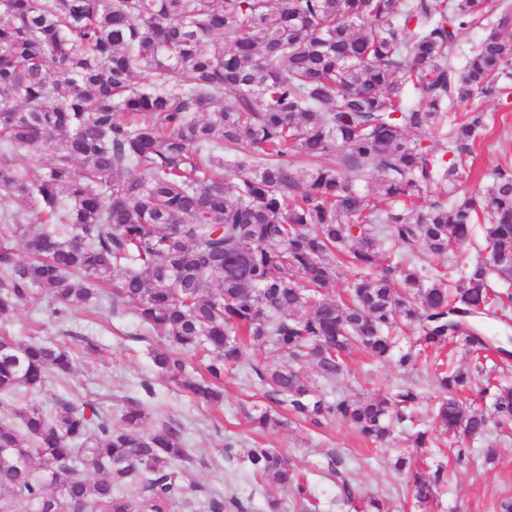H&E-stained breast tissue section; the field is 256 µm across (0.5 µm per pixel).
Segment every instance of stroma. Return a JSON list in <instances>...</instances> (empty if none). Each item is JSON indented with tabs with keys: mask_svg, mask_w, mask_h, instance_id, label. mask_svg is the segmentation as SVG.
Returning a JSON list of instances; mask_svg holds the SVG:
<instances>
[{
	"mask_svg": "<svg viewBox=\"0 0 512 512\" xmlns=\"http://www.w3.org/2000/svg\"><path fill=\"white\" fill-rule=\"evenodd\" d=\"M460 111H484L488 129L471 149L470 196L487 188L488 172L512 166V92L493 98H476L460 104ZM25 338L37 336L67 346L78 359L75 372L51 377L35 401L51 406L54 399L68 396L93 404L112 421H119L130 402H140L147 418L145 430H153L167 419L185 434L189 460L180 465L184 495L172 512H207L211 500L238 499L245 512H269L270 500L278 512H365L369 497H378L386 512H500V504L512 502V428L491 429L487 434L452 443L439 433L434 408L438 388L427 361L420 352L417 368L406 371L395 361L374 362L364 353L347 360L349 373L339 380H319L328 396L349 398L378 394L392 397L399 385L414 384L418 399L410 421L395 426L387 441L364 440L353 427L336 422L316 428L292 418L265 395L259 380H246L243 371L278 363L271 350H249L242 366L224 374V398L220 405L196 399L162 376L150 351L156 339L138 323L130 308L101 291L90 307L59 320L51 307L19 306L0 331ZM453 364L470 370L474 384L465 398L486 414H493V397L483 391L486 381L512 387V358L492 356L476 363L464 347L455 346ZM270 411L278 427L255 432L251 419ZM428 431L430 447H415L412 435ZM235 451L274 448L288 457L304 476L308 493L299 498L292 490L255 481L241 460L227 461L225 446ZM406 458L407 469H394L397 458ZM444 467L448 483L439 487L434 500L417 503L408 492L415 473H430ZM347 475L352 489L344 495L340 475Z\"/></svg>",
	"mask_w": 512,
	"mask_h": 512,
	"instance_id": "35a3bbf8",
	"label": "stroma"
}]
</instances>
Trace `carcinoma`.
<instances>
[{
	"instance_id": "1",
	"label": "carcinoma",
	"mask_w": 512,
	"mask_h": 512,
	"mask_svg": "<svg viewBox=\"0 0 512 512\" xmlns=\"http://www.w3.org/2000/svg\"><path fill=\"white\" fill-rule=\"evenodd\" d=\"M489 0H0V321L20 305L78 310L112 284L161 344L168 381L209 401L245 351L268 347L284 362L253 368L267 395L314 427L346 423L382 441L417 393L330 399L322 379L362 350L391 358L392 336L420 328L421 349L462 339L491 351L465 318L506 306L493 278L512 281V166L496 167L479 205L467 197L470 146L481 112L449 116L475 94L494 96L512 77V11L503 8L461 61L460 36ZM147 72L149 88L135 86ZM413 86L417 103H406ZM124 112L129 122L117 121ZM447 128L437 155L423 141ZM245 145L232 163L224 152ZM24 156L42 166L17 170ZM80 170H75V167ZM375 180L373 203L359 183ZM232 182L227 190L226 182ZM462 197L455 204L443 198ZM30 212L42 218L34 231ZM489 260L443 265L476 219ZM403 249L383 253L380 238ZM355 270L347 296L323 291ZM208 357L207 377L184 355ZM75 370L70 351L0 336V512H167L184 494L189 460L178 425L143 431L129 404L119 427L59 397L27 399L54 374ZM437 426L451 436L490 431L461 400L471 378L438 365ZM497 424L512 423V389L495 392ZM251 472L299 496L288 459L247 448ZM100 477L93 479L91 475ZM443 482L416 474L419 503Z\"/></svg>"
}]
</instances>
